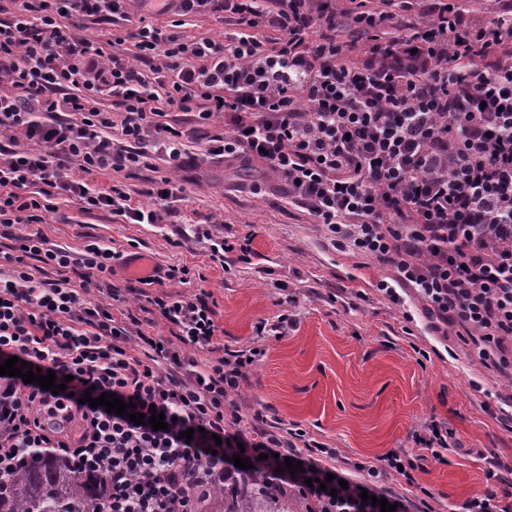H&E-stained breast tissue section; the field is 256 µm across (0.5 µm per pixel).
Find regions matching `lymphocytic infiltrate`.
Segmentation results:
<instances>
[{
    "instance_id": "1",
    "label": "lymphocytic infiltrate",
    "mask_w": 512,
    "mask_h": 512,
    "mask_svg": "<svg viewBox=\"0 0 512 512\" xmlns=\"http://www.w3.org/2000/svg\"><path fill=\"white\" fill-rule=\"evenodd\" d=\"M411 10L418 22L404 21ZM217 12L236 27L223 41L181 34ZM162 15L170 28L153 24ZM85 22L129 32L96 46ZM353 23L367 45L350 60ZM186 113L223 117L205 155L262 169L334 247L392 267L379 292L412 290L435 329L472 336L484 367L512 381V0L483 25L447 0H381L354 16L336 0H0V364L16 356L68 381L54 393L0 375V484L53 450L107 475L103 512H197L192 483L232 474L241 454L323 512H381L365 494L433 512L407 494L405 449L360 478L336 449L244 412L237 395L262 350L214 356L206 296L158 290L188 283L190 267L120 288V252L96 239L74 252L36 231L61 198L131 224L174 216L172 178L147 209L89 177L135 173L152 148L181 167ZM159 320L169 336L153 334ZM105 392L164 413L167 429L82 401ZM289 458L302 471H285ZM329 473L345 482L334 494L318 486Z\"/></svg>"
}]
</instances>
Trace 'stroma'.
<instances>
[{"mask_svg": "<svg viewBox=\"0 0 512 512\" xmlns=\"http://www.w3.org/2000/svg\"><path fill=\"white\" fill-rule=\"evenodd\" d=\"M192 164L174 173L162 156L129 185L135 200L153 205L154 178L175 175L182 187L171 224H128L87 216L70 201L45 214L41 232L52 242L81 250L94 236L123 254L112 280L124 286L141 263L186 265L199 271L190 283L164 282L171 294L209 293L217 341L234 350L264 348L239 397L264 415L307 432L350 462L380 466L403 448L417 454L411 437L437 421L454 432L457 447L445 462H421L413 473L415 497L434 512H462L465 501L504 487L488 475L490 459L512 464V429L499 415L512 385L496 381L466 336L435 331L416 297L395 305L377 291L392 269L374 258L334 248L321 225L288 205L275 183L250 191L259 171L224 165L191 148ZM210 225L214 238H251L248 260L210 257L194 225ZM294 315L285 336H260V321Z\"/></svg>", "mask_w": 512, "mask_h": 512, "instance_id": "35a3bbf8", "label": "stroma"}]
</instances>
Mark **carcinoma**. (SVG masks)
Segmentation results:
<instances>
[{
    "instance_id": "cac0c4a2",
    "label": "carcinoma",
    "mask_w": 512,
    "mask_h": 512,
    "mask_svg": "<svg viewBox=\"0 0 512 512\" xmlns=\"http://www.w3.org/2000/svg\"><path fill=\"white\" fill-rule=\"evenodd\" d=\"M109 494L102 474H80L57 452L32 456L0 486V512H98ZM199 512H314L304 495L268 471L245 470L201 499Z\"/></svg>"
}]
</instances>
